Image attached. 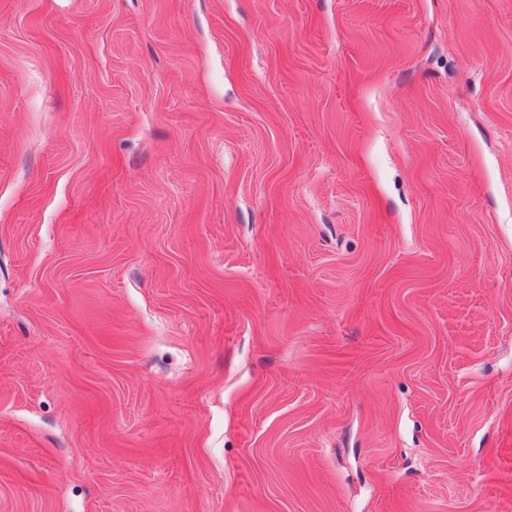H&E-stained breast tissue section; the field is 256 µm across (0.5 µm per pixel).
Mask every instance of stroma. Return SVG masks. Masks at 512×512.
<instances>
[{
  "label": "stroma",
  "mask_w": 512,
  "mask_h": 512,
  "mask_svg": "<svg viewBox=\"0 0 512 512\" xmlns=\"http://www.w3.org/2000/svg\"><path fill=\"white\" fill-rule=\"evenodd\" d=\"M0 512H512V0H0Z\"/></svg>",
  "instance_id": "stroma-1"
}]
</instances>
